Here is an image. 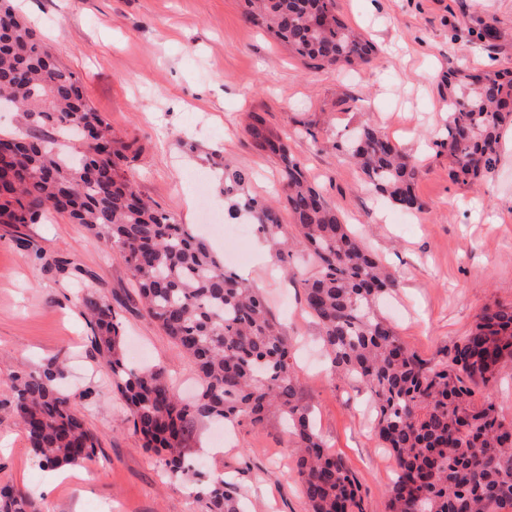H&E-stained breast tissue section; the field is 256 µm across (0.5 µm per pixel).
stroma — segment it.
Masks as SVG:
<instances>
[{"instance_id":"1","label":"stroma","mask_w":512,"mask_h":512,"mask_svg":"<svg viewBox=\"0 0 512 512\" xmlns=\"http://www.w3.org/2000/svg\"><path fill=\"white\" fill-rule=\"evenodd\" d=\"M16 9L114 132L139 147L127 170L137 190L195 225L219 255L245 252L236 272L297 341L303 404L360 483L367 512H380L394 459L374 433L365 390L329 375L300 288L315 264L295 254L289 280L275 255L260 252L259 233L237 243L216 233L228 204L205 154L250 170V194L271 201L282 192L279 168L253 146L245 118L260 113L287 135L323 195L398 274L383 314L412 350L439 361L484 308L512 305V153H502L491 176L462 183L449 178L448 154L434 145L448 121L449 70L512 69V0H336L339 17L378 49L373 63L338 71L290 56L245 21L244 0H17ZM489 15L504 34L493 47L466 32ZM366 123L420 160L421 211L373 196L337 152ZM187 142L199 152L186 153ZM85 291L119 305L127 354L166 367L185 401L200 388L189 360L144 314L118 252L59 215L0 224V485L31 491L40 512H206L195 485L168 478L162 454L134 432L79 314ZM52 360L63 363L70 390L88 392L85 420L99 437L95 461L65 479L38 467L7 404L10 374ZM215 431L207 420L188 440L200 480L222 472L239 487L245 512H306L283 419L235 426L221 445Z\"/></svg>"}]
</instances>
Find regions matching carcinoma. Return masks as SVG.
I'll return each mask as SVG.
<instances>
[{"mask_svg": "<svg viewBox=\"0 0 512 512\" xmlns=\"http://www.w3.org/2000/svg\"><path fill=\"white\" fill-rule=\"evenodd\" d=\"M245 19L316 68L368 65L377 47L336 14V0H245ZM490 47L498 22H478ZM17 103L23 135L0 152V224H37L53 211L80 224L91 239L116 250L142 308L191 362L202 388L181 401L166 368L139 367L123 350L119 312L97 292L79 302L92 343L129 407L143 446L165 452L168 473L189 477L187 440L195 422L261 424L288 419L308 512H365L360 484L343 458L327 451L299 386L289 336L258 289L213 254L188 224L137 192L125 167L139 150L118 137L86 99L79 79L58 62L29 22L0 0V102ZM512 124V70L480 76L448 71V123L436 146L450 159L448 176L466 182L492 174L502 129ZM253 145L280 163L285 208L248 193L252 175L224 169L221 189L232 219L248 218L291 273L297 248L309 250L317 272L302 280L303 300L319 324L332 374L361 383L374 398L375 430L395 459L382 512H512V419L491 394L497 373L512 363V306L486 309L445 358H421L380 311L399 287L397 276L344 224L336 205L309 180L288 139L253 113ZM368 189L405 211H420L414 192L419 160L365 126L347 146ZM10 407L39 466L77 465L95 456L98 436L81 416L85 394L65 389L54 361L13 373ZM222 474L199 485L207 512H239ZM0 512H38L30 495L0 486Z\"/></svg>", "mask_w": 512, "mask_h": 512, "instance_id": "carcinoma-1", "label": "carcinoma"}]
</instances>
